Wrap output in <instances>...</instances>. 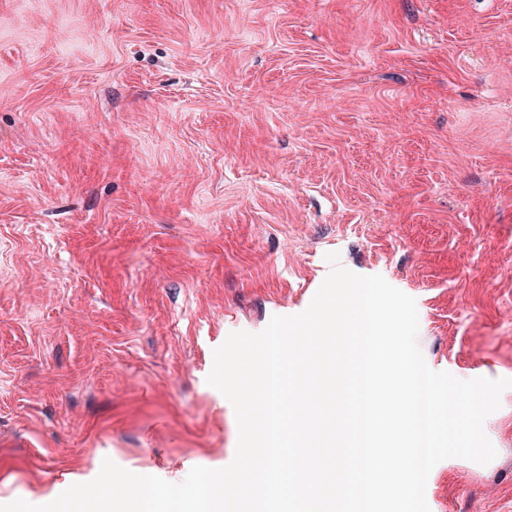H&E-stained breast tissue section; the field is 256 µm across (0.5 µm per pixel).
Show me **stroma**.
<instances>
[{"label": "stroma", "mask_w": 512, "mask_h": 512, "mask_svg": "<svg viewBox=\"0 0 512 512\" xmlns=\"http://www.w3.org/2000/svg\"><path fill=\"white\" fill-rule=\"evenodd\" d=\"M333 252L512 379V0H0V504L229 465L213 352ZM484 430L430 512H512V388Z\"/></svg>", "instance_id": "1"}]
</instances>
